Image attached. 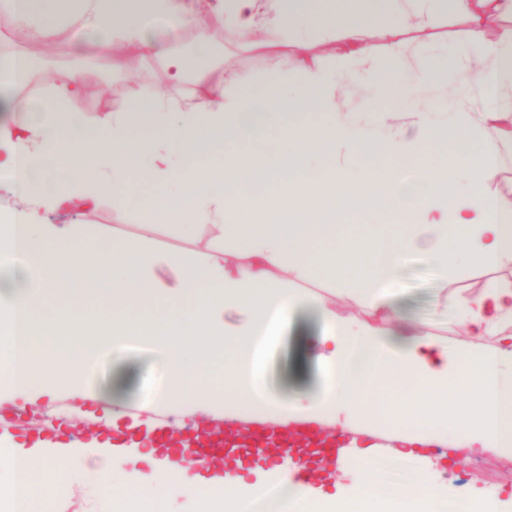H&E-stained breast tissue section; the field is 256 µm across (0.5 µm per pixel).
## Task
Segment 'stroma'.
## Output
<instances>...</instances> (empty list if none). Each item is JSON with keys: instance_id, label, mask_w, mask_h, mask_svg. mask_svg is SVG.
<instances>
[{"instance_id": "1", "label": "stroma", "mask_w": 512, "mask_h": 512, "mask_svg": "<svg viewBox=\"0 0 512 512\" xmlns=\"http://www.w3.org/2000/svg\"><path fill=\"white\" fill-rule=\"evenodd\" d=\"M212 0H195L197 11L210 20L213 47L225 54L235 68L252 73L264 80L279 73L298 77L302 64L297 51L290 46H279L265 54H257L240 46L235 32L225 28L223 19L212 17ZM463 22L447 17L434 30V50L454 55L459 68L474 67V59L465 51L462 38ZM88 38L85 30L73 26L59 37L66 49L65 60L47 58L39 62V96H46L55 70L62 64L81 63L84 71L86 92L73 102L75 110L91 116H104L120 111L126 103L130 82L140 77L143 70H150L155 89H165L167 77L163 59L143 60L137 55H123L120 66H112L110 60L95 58L80 61L75 49ZM85 223L98 225L103 236H143L166 248L190 247V240L164 227H150L142 223L137 214L113 204L111 199L100 200L84 217ZM494 271L472 268L461 274L441 280L435 269L417 254L407 255L400 268L402 291L394 300L399 315L417 323H423L443 337L460 335L461 327L452 306L460 295H475L485 283L494 278ZM321 314L314 302H305L294 314L283 339L286 360L280 361L272 381L278 396L286 401L313 394L324 386V379L315 365L318 352L314 339L319 333ZM124 378L127 391L123 397L121 424L133 421L156 420L169 424L173 430L185 431L191 427L207 428L211 419L201 416L195 422H183L175 415L154 413L148 398L155 382V359L146 352H129L121 359H114L111 349L99 355L97 372L93 381L97 387H105L115 378ZM102 408H95L93 415H85L75 408L66 393L45 397L38 402L21 406L0 404V421L8 426V433L15 441L33 439L45 431L47 423L62 425L65 437L84 443L92 441L98 431V420L104 419ZM432 480L443 493L451 498H493L498 512H512V452L492 454L475 450L468 462L449 469L436 465Z\"/></svg>"}]
</instances>
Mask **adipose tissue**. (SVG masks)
Here are the masks:
<instances>
[{
	"label": "adipose tissue",
	"mask_w": 512,
	"mask_h": 512,
	"mask_svg": "<svg viewBox=\"0 0 512 512\" xmlns=\"http://www.w3.org/2000/svg\"><path fill=\"white\" fill-rule=\"evenodd\" d=\"M2 9L22 42L79 25L92 34L85 48L94 56L112 57L123 44L163 58L169 85L157 92L142 76L122 110L95 119L72 107L85 83L70 67L40 103L15 98V119L0 123V171L11 173L22 202L0 215V402L26 405L60 389L99 399L90 385L95 351L135 342L163 364L154 403L182 417L342 427L361 491L306 488L287 454L255 467L251 483L234 466L188 481L175 456L136 440L38 441L0 448V512H37L41 486L72 473L98 487L120 479L106 512H176L184 496L195 512H259L275 491L279 512L309 502L319 512H494L451 504L422 474L384 497L373 464L386 455L379 437L387 427L401 457L441 445L448 432L457 436L450 452L464 460L476 448L512 450V281L458 299L466 341L440 338L393 305L400 261L411 253L444 277L512 270V192L491 189L498 141L512 124L503 108L512 27L496 42L484 38L492 15L512 17V0H330L321 9L306 0H215L213 13L245 47L335 44L333 68L312 62L297 80L283 73L266 83L210 59L209 26L193 0H0ZM449 14L466 20L464 44L478 57L466 72L433 54L426 37ZM160 17L194 26L198 50L165 48L151 25ZM397 71L403 82L382 83L391 100H412L427 82L483 87L482 128L455 101L440 121L408 113L419 130L413 140L389 113L338 111V88ZM189 76L200 92L187 105ZM380 154L392 167L352 176V163ZM136 176L159 194L131 201ZM102 197L189 237L192 248L108 239L78 223ZM370 213L380 223H364ZM340 220L356 232L338 233ZM311 281L325 288L315 343L332 385L284 403L265 384L268 354ZM331 295L352 300L361 317L330 310ZM87 301L109 316L82 330L75 308ZM475 336L495 344L474 347Z\"/></svg>",
	"instance_id": "obj_1"
}]
</instances>
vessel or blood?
<instances>
[{"label":"vessel or blood","mask_w":512,"mask_h":512,"mask_svg":"<svg viewBox=\"0 0 512 512\" xmlns=\"http://www.w3.org/2000/svg\"><path fill=\"white\" fill-rule=\"evenodd\" d=\"M197 449L199 457H212L218 454L225 458L247 461L255 456H273L287 451L302 456L307 463H336L345 445L344 438L326 436L304 428H291L281 434L274 430L253 434L250 440H243L233 432L213 433L203 431L189 438Z\"/></svg>","instance_id":"obj_1"}]
</instances>
